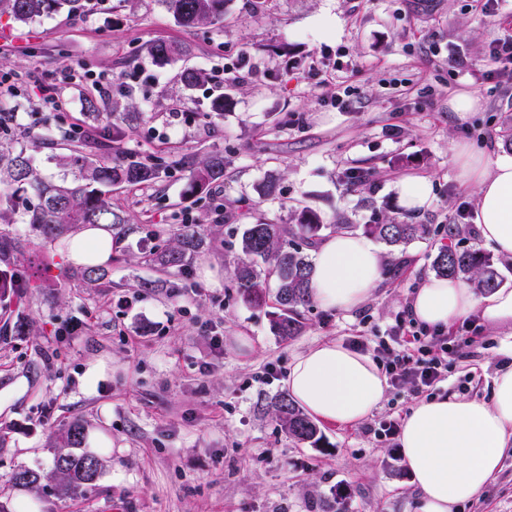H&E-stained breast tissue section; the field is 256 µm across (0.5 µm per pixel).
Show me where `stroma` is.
Listing matches in <instances>:
<instances>
[{
    "instance_id": "stroma-1",
    "label": "stroma",
    "mask_w": 512,
    "mask_h": 512,
    "mask_svg": "<svg viewBox=\"0 0 512 512\" xmlns=\"http://www.w3.org/2000/svg\"><path fill=\"white\" fill-rule=\"evenodd\" d=\"M223 27L185 28L157 0H89L84 16L59 14L21 25L0 16V73L12 77L0 107L16 124L0 141L25 148L41 173H63L49 144V116L88 135L85 156L133 152L141 157L223 153V183L210 199L184 195L181 173L156 183L113 188L112 205L127 222L96 284L63 277L71 264L59 242H43L27 224L8 231L22 245L17 263L33 286L0 301V393L23 383L24 394L0 415V512H322L331 488L349 496V512H417L399 443L377 440L367 427L404 419L415 399L389 387L365 423L323 425L326 443L311 448L280 430L261 401L282 393L295 357L336 340L380 359L411 296L432 275L447 244L445 230L468 227L463 246L483 248L474 224L476 189L452 160L453 143L512 158L500 134L512 126V65L501 79L485 77L489 44L512 34V0H496L478 16L471 0H228ZM155 42L189 44L190 54L155 63ZM257 70L241 80V56ZM72 66L77 79L63 83ZM201 71L193 88L183 68ZM329 74L318 83L315 71ZM110 85L98 95L94 82ZM347 91L344 108L331 100ZM480 99L458 118L456 93ZM62 94L61 107L48 97ZM224 113L208 117L211 101ZM95 99L90 113L87 99ZM128 113L127 135L113 142L105 114ZM406 175L432 183L423 211L406 214L394 184ZM276 181L277 200L264 197ZM307 208L324 222L372 224L390 216L429 224L428 239L387 252L394 269L361 307L303 311L299 336L284 340L271 325V306L245 303L230 286L232 247L257 218L289 221ZM191 223L204 245L182 270L141 261ZM81 335L58 330L81 317ZM456 353L437 393L489 398L492 378L512 353V337L478 315L444 327ZM249 337L240 355L234 339ZM101 431L97 479L61 500L52 479L54 450L66 429ZM40 470V487L10 482L13 469ZM457 512H512V450L485 492Z\"/></svg>"
}]
</instances>
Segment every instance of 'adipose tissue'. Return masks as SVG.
<instances>
[{
  "label": "adipose tissue",
  "mask_w": 512,
  "mask_h": 512,
  "mask_svg": "<svg viewBox=\"0 0 512 512\" xmlns=\"http://www.w3.org/2000/svg\"><path fill=\"white\" fill-rule=\"evenodd\" d=\"M460 178L477 188V229L494 251L512 259V161L456 145ZM112 232L84 227L67 241L76 266H103L112 259ZM385 258L363 236L337 232L314 249L311 295L322 308L361 306L382 279ZM412 316L429 326H447L478 313L491 327L512 330V289L476 295L462 281L430 276L409 302ZM288 394L312 417L352 427L384 401L388 384L370 355L326 341L297 356L284 381ZM400 453L418 492L419 512H456L477 499L512 447V363L496 371L489 399L442 394L420 400L406 416Z\"/></svg>",
  "instance_id": "adipose-tissue-1"
}]
</instances>
